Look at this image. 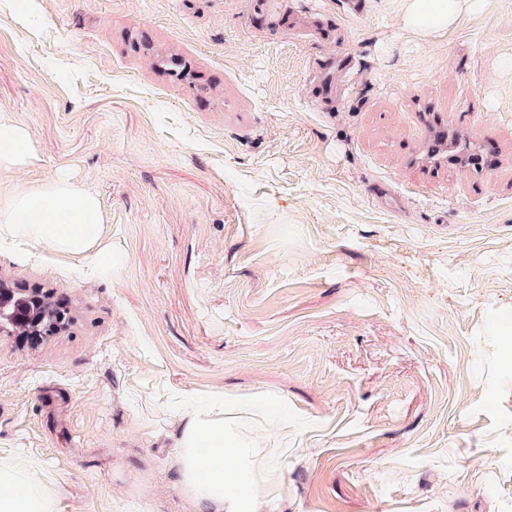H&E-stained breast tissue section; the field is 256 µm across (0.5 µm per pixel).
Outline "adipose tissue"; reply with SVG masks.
<instances>
[{"label":"adipose tissue","mask_w":512,"mask_h":512,"mask_svg":"<svg viewBox=\"0 0 512 512\" xmlns=\"http://www.w3.org/2000/svg\"><path fill=\"white\" fill-rule=\"evenodd\" d=\"M471 0H400L402 28L430 39L453 26ZM37 161L29 129L0 114V170L13 174ZM104 216L96 194L60 177L0 193V246H38L92 261L105 272ZM276 404L258 395L227 405L223 398L185 404L175 440V465L186 495L207 512H262L281 483V451L257 444L244 427L275 422ZM0 512H55L50 487L29 468L0 463Z\"/></svg>","instance_id":"1"}]
</instances>
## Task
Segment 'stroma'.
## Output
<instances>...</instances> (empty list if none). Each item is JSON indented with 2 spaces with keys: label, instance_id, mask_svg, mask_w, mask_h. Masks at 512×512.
Masks as SVG:
<instances>
[{
  "label": "stroma",
  "instance_id": "obj_1",
  "mask_svg": "<svg viewBox=\"0 0 512 512\" xmlns=\"http://www.w3.org/2000/svg\"><path fill=\"white\" fill-rule=\"evenodd\" d=\"M347 2L0 0L20 179L95 193L112 252L104 276L0 248V280L69 308L36 348L0 330V463L56 512H200L175 404L210 393L285 412L265 512H512V0L432 42Z\"/></svg>",
  "mask_w": 512,
  "mask_h": 512
}]
</instances>
